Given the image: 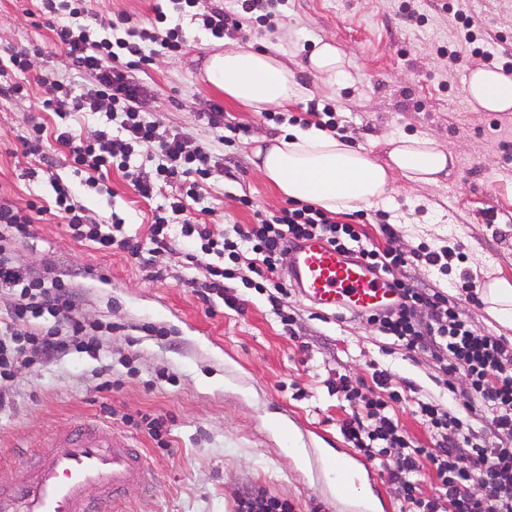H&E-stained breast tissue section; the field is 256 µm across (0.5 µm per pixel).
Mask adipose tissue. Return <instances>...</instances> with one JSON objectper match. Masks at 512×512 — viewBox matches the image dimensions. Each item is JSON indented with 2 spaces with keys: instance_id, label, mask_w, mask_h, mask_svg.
<instances>
[{
  "instance_id": "ef3b65f1",
  "label": "adipose tissue",
  "mask_w": 512,
  "mask_h": 512,
  "mask_svg": "<svg viewBox=\"0 0 512 512\" xmlns=\"http://www.w3.org/2000/svg\"><path fill=\"white\" fill-rule=\"evenodd\" d=\"M205 76L229 101L254 112L287 108L307 93L275 51L238 47L212 53ZM466 93L474 111L512 110V78L499 70H473ZM388 144V160L381 164L316 125H294L255 155L262 176L284 196L342 213L388 204L396 177L412 185L435 184L449 166L431 137H393Z\"/></svg>"
}]
</instances>
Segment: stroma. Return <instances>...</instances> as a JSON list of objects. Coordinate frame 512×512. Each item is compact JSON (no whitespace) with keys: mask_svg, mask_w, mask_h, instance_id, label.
Wrapping results in <instances>:
<instances>
[{"mask_svg":"<svg viewBox=\"0 0 512 512\" xmlns=\"http://www.w3.org/2000/svg\"><path fill=\"white\" fill-rule=\"evenodd\" d=\"M160 0H89L77 21L106 23L125 16L131 25L154 23ZM446 0H286L274 30L249 22L241 33L216 40L198 16L216 5L237 10L236 0H198L195 14L168 11L166 27H179L180 53L154 54L135 72L148 88L140 110L161 128L223 155L212 170L202 204L172 216L209 225L214 234L253 224L258 214L285 207L288 197L264 179L254 151L284 125L226 102L206 83L203 69L217 47H252L283 54L306 99L288 113L312 121L309 101L341 109L346 137L377 162H385L384 141L399 135H432L454 158L448 177L432 186L407 187L396 180L388 207L401 217L399 244L406 250L461 243L464 262L447 274L425 264L410 274L418 286L431 283L457 296L476 328L512 339V325L490 317L485 307L460 299L457 284L468 270L477 286L494 278L512 281V111L475 112L464 79L478 66L467 46L457 43L459 20ZM474 25L498 52L512 56V0H466ZM334 38L346 52V74L334 82L310 75L303 64L319 40ZM458 45L465 62L442 67L439 47ZM24 49L30 63L20 71L9 61ZM81 85L64 51L56 46L52 21L40 0H0V80L28 87L25 97L0 95V197L23 206L51 203L52 180L61 178L91 217H123L130 233L145 236L162 198L142 199L121 171L110 170L97 188L74 172L68 151L54 138L58 119L40 111L37 100L56 80ZM220 104L224 121L248 132L224 143L223 131L199 117L207 102ZM48 136L43 152L22 145L34 123ZM253 205L245 207L241 197ZM22 268L51 260L55 274L70 280L76 309L88 321L112 323L98 357L70 352L50 365L24 364L8 383L14 412L0 413V483L9 482L31 452L51 433L80 418H96L133 438L154 473L152 483L130 490L114 512H236L239 497L255 488L290 501L295 512H400L398 499L378 463L343 438L339 425L352 407L333 387L340 376L371 383L386 368L394 382L413 381L414 398L393 403L402 432L418 446L431 434L415 414V402L443 398L465 402L463 377H445L430 352L385 347L375 326L354 314L324 312L298 292L288 296L294 319L285 328L266 295L245 288L242 308L221 298L203 303L193 289L205 282V266L187 264L179 253L161 252L149 266L126 253L107 252L75 239L63 218L42 214L29 238L6 241ZM169 419L168 447H158L130 421L137 413ZM351 461V494L336 491L329 457Z\"/></svg>","mask_w":512,"mask_h":512,"instance_id":"35a3bbf8","label":"stroma"}]
</instances>
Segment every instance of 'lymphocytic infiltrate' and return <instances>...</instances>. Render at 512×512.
Returning <instances> with one entry per match:
<instances>
[{"mask_svg": "<svg viewBox=\"0 0 512 512\" xmlns=\"http://www.w3.org/2000/svg\"><path fill=\"white\" fill-rule=\"evenodd\" d=\"M284 0H242L240 12L212 8L202 16L203 26L215 38L226 30L240 29L241 13L267 10L276 17ZM58 44L71 60L73 69L84 75L81 90L63 81L50 83L41 102L44 111L56 114L55 139L68 148L72 166L87 172L88 186H97V173L112 166L128 169L134 148L154 152L159 162L154 171L131 178L134 190L150 199L163 186L177 182L179 196L169 198V213H181L187 202L199 201L212 168L220 161L203 145L188 143L173 130L159 129L139 110L144 88L132 74L134 66L150 61L148 45L169 53L182 49L178 29L158 27L131 29L126 37L97 36L94 29L55 27ZM108 107L110 124L93 138L74 134L69 120L80 112ZM53 209L62 214L72 235L105 249L117 248L133 258L145 252L178 251L189 264H205L209 281L199 294L210 301L212 294L236 306L237 297L225 296L224 283L241 281L246 288L267 294L273 308L283 306L288 283L282 277L283 260L292 242L312 237L326 240L338 252L361 259L372 271L387 275L398 301L384 310L363 313L392 345L414 352L430 351L440 369L457 370L465 378L470 401L452 408L435 399L418 401L416 413L431 432L433 447L412 446L390 412V401L402 392L413 391L411 382L402 390L390 387L387 370L372 374L377 387L388 390V398L363 393L348 379L339 388L356 409L340 432L353 448L379 462L404 503L412 512H512V340L474 328L470 320L443 289L416 287L404 269L416 261L447 271L456 257L454 248L442 246L422 251L388 247L380 250L364 240L353 224L336 222L312 204L296 202L256 223L238 225L233 235H214L207 225L170 224L167 215H155L146 240L126 236L125 221L111 216L109 223L89 219L75 204L71 189L55 184ZM36 202L20 207L0 199V288L14 296L8 318H0V410L10 401L2 382L10 380L20 363H38L76 350L96 356L102 346L101 325L88 322L74 312L72 283L49 273L19 270L3 246L7 238L30 236ZM249 256L247 274L237 264ZM485 420L488 430L476 432L473 418ZM435 472L438 487L424 493L420 476L424 466Z\"/></svg>", "mask_w": 512, "mask_h": 512, "instance_id": "f902f5d3", "label": "lymphocytic infiltrate"}]
</instances>
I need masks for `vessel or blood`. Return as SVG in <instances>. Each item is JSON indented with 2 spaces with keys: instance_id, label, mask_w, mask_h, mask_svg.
<instances>
[{
  "instance_id": "vessel-or-blood-1",
  "label": "vessel or blood",
  "mask_w": 512,
  "mask_h": 512,
  "mask_svg": "<svg viewBox=\"0 0 512 512\" xmlns=\"http://www.w3.org/2000/svg\"><path fill=\"white\" fill-rule=\"evenodd\" d=\"M286 274L303 298L325 311H371L395 297L385 278L320 239L291 248ZM151 479L129 436L85 419L53 433L13 482L0 485V512H112L130 488Z\"/></svg>"
}]
</instances>
